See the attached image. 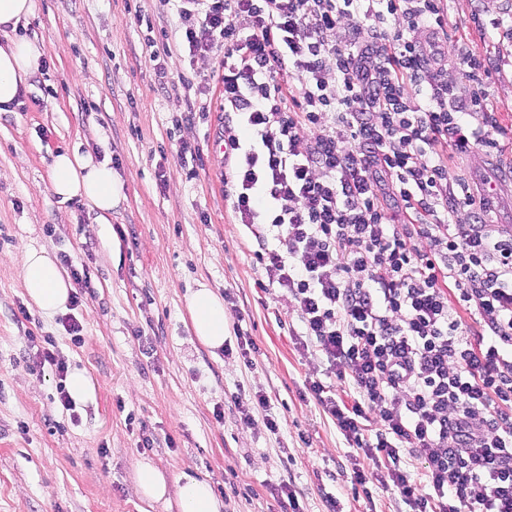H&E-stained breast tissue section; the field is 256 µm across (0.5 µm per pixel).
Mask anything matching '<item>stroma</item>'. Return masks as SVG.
<instances>
[{
  "instance_id": "obj_1",
  "label": "stroma",
  "mask_w": 512,
  "mask_h": 512,
  "mask_svg": "<svg viewBox=\"0 0 512 512\" xmlns=\"http://www.w3.org/2000/svg\"><path fill=\"white\" fill-rule=\"evenodd\" d=\"M447 8L449 41L466 38L470 53L494 62L485 90L504 129L502 152H452L448 166L474 195L494 184L482 219L512 225V39L481 40L472 23L484 9L512 12V0ZM140 14L149 25L137 24ZM177 26L159 0H36L24 28L43 55L19 105L0 112V512H177L140 496L132 464L142 456L170 475L207 473L223 512H284L289 479L301 512H328L332 498L339 512H401L392 490L354 492L357 454L309 391L326 367L297 345L286 292L259 286L252 234L235 223L212 155L224 121L218 57L191 66L175 56L166 80L156 75L145 43ZM190 100L207 111L184 123ZM183 140L199 159H182ZM65 149L116 158L124 198L112 214L54 195L50 158ZM31 248L88 269L77 306L47 315L29 303L22 260ZM202 284L228 294L227 325L247 332L251 363L191 333L186 303ZM69 316L84 327L81 343L64 328ZM49 339L95 387L71 412L54 368L38 364ZM241 387L270 403L253 408L250 428L231 399ZM268 414L278 433L266 429Z\"/></svg>"
}]
</instances>
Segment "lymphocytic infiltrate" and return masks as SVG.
Here are the masks:
<instances>
[{
	"instance_id": "f902f5d3",
	"label": "lymphocytic infiltrate",
	"mask_w": 512,
	"mask_h": 512,
	"mask_svg": "<svg viewBox=\"0 0 512 512\" xmlns=\"http://www.w3.org/2000/svg\"><path fill=\"white\" fill-rule=\"evenodd\" d=\"M165 58L223 51L224 186L335 384L309 389L413 512H512V235L449 151H500L445 0H175ZM476 317L471 330L462 316ZM350 384L353 404L334 387ZM421 460L414 474L402 454Z\"/></svg>"
}]
</instances>
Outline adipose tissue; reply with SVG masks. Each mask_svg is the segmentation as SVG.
<instances>
[{
  "mask_svg": "<svg viewBox=\"0 0 512 512\" xmlns=\"http://www.w3.org/2000/svg\"><path fill=\"white\" fill-rule=\"evenodd\" d=\"M34 12L35 0H0V112L13 111L42 55L37 43L19 33ZM49 179L53 193L61 200L80 198L105 213L123 197V187L110 164L76 150L53 156ZM22 277L27 295L44 314L65 309L74 286L54 256L42 249L28 250ZM188 312L197 340L211 349L222 348L227 317L221 296L207 286H199L188 299ZM133 469L146 501L164 499L172 490L179 512H222L224 508L206 473L184 470L170 476L146 457L136 459Z\"/></svg>",
  "mask_w": 512,
  "mask_h": 512,
  "instance_id": "adipose-tissue-1",
  "label": "adipose tissue"
}]
</instances>
